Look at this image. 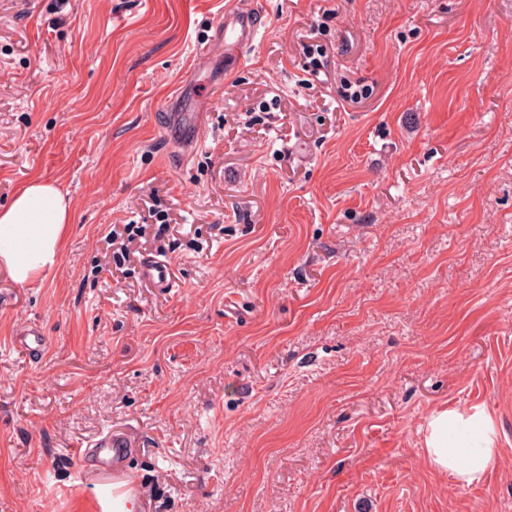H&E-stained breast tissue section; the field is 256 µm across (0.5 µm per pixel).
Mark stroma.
<instances>
[{
	"mask_svg": "<svg viewBox=\"0 0 512 512\" xmlns=\"http://www.w3.org/2000/svg\"><path fill=\"white\" fill-rule=\"evenodd\" d=\"M261 2L228 74L233 0H0V206L74 211L0 274V512H113L73 467L109 430L142 512H512V0ZM471 406L499 449L461 487L421 437ZM261 16L258 9L247 6L235 7L224 15V25L218 26L224 41V71L244 66L247 50L261 33ZM205 113L196 112L188 121H184L180 114H174L173 123L167 128V137L177 146L197 150L202 143V131ZM73 210L53 182L31 179L0 207V271L18 285H33L57 266ZM144 278L155 288H175V276L171 264L155 256L145 258L141 264ZM21 336L19 342L30 360L35 361L40 359L45 348L41 330L38 327H30Z\"/></svg>",
	"mask_w": 512,
	"mask_h": 512,
	"instance_id": "obj_1",
	"label": "stroma"
}]
</instances>
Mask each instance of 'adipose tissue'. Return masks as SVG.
<instances>
[{"label":"adipose tissue","mask_w":512,"mask_h":512,"mask_svg":"<svg viewBox=\"0 0 512 512\" xmlns=\"http://www.w3.org/2000/svg\"><path fill=\"white\" fill-rule=\"evenodd\" d=\"M72 219V207L58 185L42 179L24 183L10 204L0 207V271L21 286L42 280L60 260ZM423 448L434 471L459 486H474L497 457V427L478 406L442 409L427 419Z\"/></svg>","instance_id":"ef3b65f1"}]
</instances>
